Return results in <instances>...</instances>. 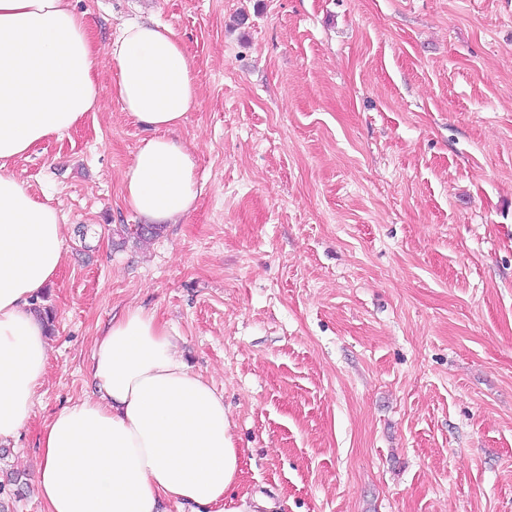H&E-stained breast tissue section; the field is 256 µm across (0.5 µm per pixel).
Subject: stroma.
Instances as JSON below:
<instances>
[{
	"label": "stroma",
	"mask_w": 512,
	"mask_h": 512,
	"mask_svg": "<svg viewBox=\"0 0 512 512\" xmlns=\"http://www.w3.org/2000/svg\"><path fill=\"white\" fill-rule=\"evenodd\" d=\"M98 47L172 26L198 100L176 138L195 209L140 242L121 176L148 132L112 94L12 166L70 230L33 414L0 444L33 482L54 415L95 397L129 306L224 397V512H512V0H71Z\"/></svg>",
	"instance_id": "obj_1"
}]
</instances>
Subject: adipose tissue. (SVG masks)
Segmentation results:
<instances>
[{
	"mask_svg": "<svg viewBox=\"0 0 512 512\" xmlns=\"http://www.w3.org/2000/svg\"><path fill=\"white\" fill-rule=\"evenodd\" d=\"M107 54L124 111L154 132L122 174L123 203L170 223L200 194L194 161L171 136L198 98L184 45L150 20L123 24ZM97 55L71 0H0V442L29 420L45 373L34 306L63 262L68 231L10 164L98 110ZM177 336L142 307L113 315L92 355L97 397L63 408L40 439L45 512H160L165 500L215 512L223 503L241 451L223 395L183 360Z\"/></svg>",
	"mask_w": 512,
	"mask_h": 512,
	"instance_id": "adipose-tissue-1",
	"label": "adipose tissue"
}]
</instances>
